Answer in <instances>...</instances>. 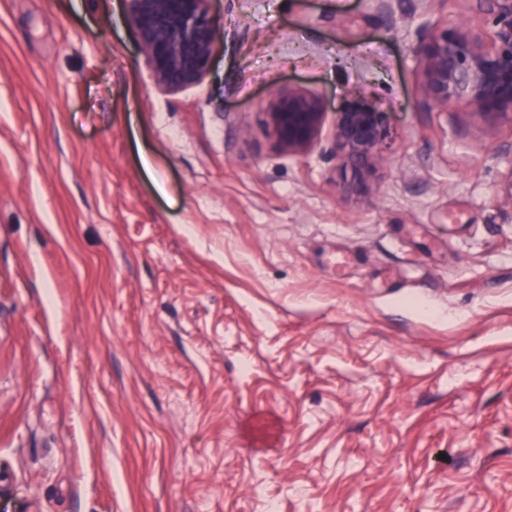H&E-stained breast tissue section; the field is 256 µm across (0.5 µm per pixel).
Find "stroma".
Masks as SVG:
<instances>
[{"label":"stroma","mask_w":512,"mask_h":512,"mask_svg":"<svg viewBox=\"0 0 512 512\" xmlns=\"http://www.w3.org/2000/svg\"><path fill=\"white\" fill-rule=\"evenodd\" d=\"M158 91L127 0H0V512H512V123L427 112L414 20L211 0ZM320 97L279 147L278 90ZM388 129L347 193L333 122ZM321 100L299 89L273 94L268 122L278 145L288 151L302 152L318 138L325 122Z\"/></svg>","instance_id":"1"}]
</instances>
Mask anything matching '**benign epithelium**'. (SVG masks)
I'll return each instance as SVG.
<instances>
[{
	"mask_svg": "<svg viewBox=\"0 0 512 512\" xmlns=\"http://www.w3.org/2000/svg\"><path fill=\"white\" fill-rule=\"evenodd\" d=\"M210 0H128L129 18L154 86L177 93L208 72L218 38ZM488 3L490 30L463 22L424 20L414 30L412 57L423 105L452 106L481 115L488 123H512V0ZM268 122L278 145L294 152L311 147L325 122L321 100L290 89L273 94ZM387 129L374 106L354 103L334 125L336 159L352 171L348 190L373 193V176L383 157Z\"/></svg>",
	"mask_w": 512,
	"mask_h": 512,
	"instance_id": "1",
	"label": "benign epithelium"
}]
</instances>
